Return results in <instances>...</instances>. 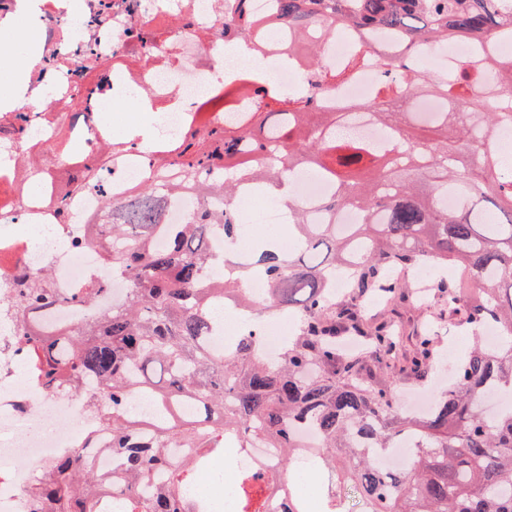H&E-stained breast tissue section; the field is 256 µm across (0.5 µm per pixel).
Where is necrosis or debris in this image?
I'll use <instances>...</instances> for the list:
<instances>
[{
	"mask_svg": "<svg viewBox=\"0 0 512 512\" xmlns=\"http://www.w3.org/2000/svg\"><path fill=\"white\" fill-rule=\"evenodd\" d=\"M233 0H0V26L23 17L37 34L23 59L24 79L15 96L0 102V122L15 130L0 135V512H27L23 488L42 464L78 447L97 418L86 398L47 392L25 375L22 326L5 307L16 281L50 269L58 287L72 292L89 281L106 280L108 302L125 300L129 285L107 269L101 251L90 244L87 222L102 215L101 197L85 188L61 197L51 173L96 156L113 140L111 101L134 98L157 119L158 139L187 128L223 124L253 111V82L272 78L320 99L328 111H348L371 99L379 71L377 57L398 51L392 42L361 51L362 36L345 26L323 37L319 68L308 73L292 62L284 34L256 46L252 37H222L234 19ZM512 54V38L497 35L479 42L432 41L420 60L438 74L456 78L462 67ZM154 153L126 148L112 162L110 192L120 198L131 186L150 180ZM295 199L313 223L352 224L353 211L330 217L319 209L328 184L306 175L292 183ZM63 207H56L57 198ZM274 460L269 448L229 457L207 471L191 490L214 512H237L238 475L256 459Z\"/></svg>",
	"mask_w": 512,
	"mask_h": 512,
	"instance_id": "necrosis-or-debris-1",
	"label": "necrosis or debris"
}]
</instances>
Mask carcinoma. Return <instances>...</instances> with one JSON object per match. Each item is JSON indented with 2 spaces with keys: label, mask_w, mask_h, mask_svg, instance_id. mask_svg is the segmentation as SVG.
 Masks as SVG:
<instances>
[{
  "label": "carcinoma",
  "mask_w": 512,
  "mask_h": 512,
  "mask_svg": "<svg viewBox=\"0 0 512 512\" xmlns=\"http://www.w3.org/2000/svg\"><path fill=\"white\" fill-rule=\"evenodd\" d=\"M275 12L288 32V49L301 64L317 55L316 41L336 24L359 30L365 40L389 32L401 41L395 57L378 59L376 99L357 105L365 118L397 135L386 149H372L336 137L346 112H325L313 97L256 91L268 107L289 103L292 112H267L263 136L255 137L251 113L244 126L191 131L160 160L151 182L134 186L122 199L109 200L91 233L112 272L130 288L126 300L98 309L106 283L91 281L76 294L54 287L42 272L23 278L8 301L25 327L28 371L52 392L80 394L98 388L99 401L112 405L100 414V430L110 436L112 456L121 460L118 480L107 483L91 464L98 432L83 445L46 462L27 491L29 512H210L189 487L195 473L216 457L274 448L277 459L258 462L239 477V512H308L293 493L289 470L306 460L324 484L322 512H348L350 498L361 512H512V409L487 415L482 399L499 387L512 389V167L501 159L496 130L512 112H485L466 69L448 92L417 65L419 41L471 40L492 33L512 35V0H276ZM263 29L246 12L224 40ZM498 95L512 103V58L485 63ZM452 96L451 106L430 123L406 113L413 96ZM117 142L83 165L79 178L61 185L68 193L99 183ZM306 169L329 181L326 213L354 209L359 220L344 232L337 224H313L288 197L290 223L298 248L286 252L271 242L257 259L211 288L198 283L209 267L228 260L211 251L212 227L236 238L242 215L228 205L192 210L182 224H165L169 198L183 192L228 196L238 179L252 180L259 194L276 202L290 173ZM457 200L450 208L448 196ZM166 232V242L155 244ZM422 262L449 264L465 280L446 278L433 288L432 301L443 315L479 328L498 326L494 346L474 342L452 365L448 390L423 417L396 413L394 388L377 385L376 370L390 369L422 379L433 364L435 337L420 335L409 354L401 352L395 326L376 324L364 314L366 297L409 303V281L389 278L392 268ZM260 271L270 295L256 302L242 285ZM349 278V291L336 298V279ZM236 294L253 310V325L221 353L210 346L219 329L211 313L217 293ZM71 303L88 317L76 328L48 331L38 314ZM293 315L294 335L275 362L260 351L264 310ZM141 392L162 404L191 402L195 416L185 421L163 413L145 419L126 408ZM314 428L320 443L304 446L298 429ZM399 438L416 445L394 470L364 452L358 440L381 451ZM184 449L175 461L170 452Z\"/></svg>",
  "instance_id": "cac0c4a2"
}]
</instances>
